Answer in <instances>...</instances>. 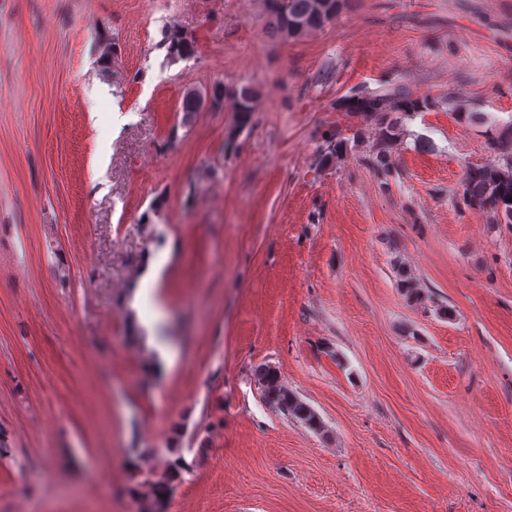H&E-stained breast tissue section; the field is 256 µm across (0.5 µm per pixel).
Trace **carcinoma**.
Wrapping results in <instances>:
<instances>
[{"label": "carcinoma", "instance_id": "cac0c4a2", "mask_svg": "<svg viewBox=\"0 0 512 512\" xmlns=\"http://www.w3.org/2000/svg\"><path fill=\"white\" fill-rule=\"evenodd\" d=\"M343 3L344 0H264L271 30L283 38L297 37L334 21ZM161 45L167 48L169 57L174 59L188 60L197 53L196 42L175 26L163 30ZM208 95L221 107L225 102H230L233 120L227 130V140H235L248 126L256 111L255 89L246 83L228 84L222 80L215 81L204 91L186 89L179 109L182 113V126L190 127L195 123L201 111V102ZM439 108L463 112L452 91L421 94L410 84L401 81H386L376 89H363L358 92L357 101L343 108L345 112L358 113L364 122L374 126L367 164L380 179V185H389L393 170L392 153L402 135V120L407 116ZM348 146L349 139L339 133L326 140V147L319 156V165H332L338 156L347 152ZM490 149L493 152L490 162L466 169L460 183L458 200L468 208L492 212L499 224H512V122L503 128L501 134L492 138ZM394 269L398 288L406 299L419 300V288L411 270L399 259L394 261ZM252 378L273 409L313 431H324L318 413L281 380L274 365L261 363L255 366ZM185 468L186 463L177 456L169 460L161 472L150 470L136 473L134 496L140 512H157L159 502L164 499L159 489L173 490V483L181 479V472Z\"/></svg>", "mask_w": 512, "mask_h": 512}]
</instances>
